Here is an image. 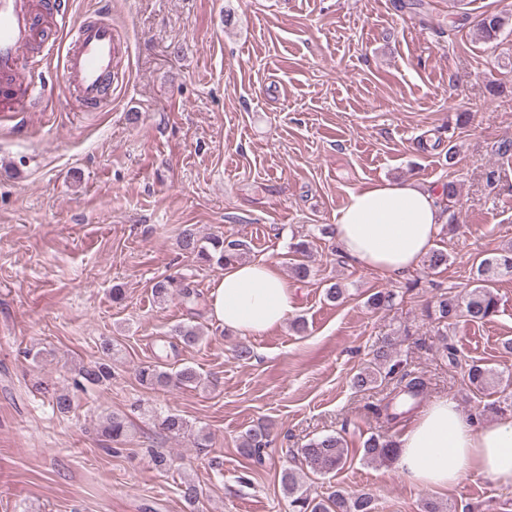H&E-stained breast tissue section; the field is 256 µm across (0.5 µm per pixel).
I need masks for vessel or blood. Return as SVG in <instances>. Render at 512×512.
<instances>
[{"instance_id": "vessel-or-blood-1", "label": "vessel or blood", "mask_w": 512, "mask_h": 512, "mask_svg": "<svg viewBox=\"0 0 512 512\" xmlns=\"http://www.w3.org/2000/svg\"><path fill=\"white\" fill-rule=\"evenodd\" d=\"M55 22L59 30L74 34L61 52L60 83L65 98L92 105L99 102L112 80L122 53L111 23L85 18L74 20L70 0H0V98L13 99L21 69H37L39 61L27 59L34 34L42 20ZM42 92L28 81L22 106L9 114L16 131H24L32 104Z\"/></svg>"}]
</instances>
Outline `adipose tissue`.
I'll return each mask as SVG.
<instances>
[{
  "label": "adipose tissue",
  "instance_id": "ef3b65f1",
  "mask_svg": "<svg viewBox=\"0 0 512 512\" xmlns=\"http://www.w3.org/2000/svg\"><path fill=\"white\" fill-rule=\"evenodd\" d=\"M436 198V190L414 181L352 191L336 216L335 239L356 266L396 278L434 248L443 221ZM292 300L276 264L260 259L226 266L210 293V309L226 329L258 335L287 319ZM397 445L399 469L416 485L448 489L480 475L512 487L510 418L470 419L455 401L441 399L420 411Z\"/></svg>",
  "mask_w": 512,
  "mask_h": 512
}]
</instances>
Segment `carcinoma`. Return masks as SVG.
<instances>
[{
  "instance_id": "1",
  "label": "carcinoma",
  "mask_w": 512,
  "mask_h": 512,
  "mask_svg": "<svg viewBox=\"0 0 512 512\" xmlns=\"http://www.w3.org/2000/svg\"><path fill=\"white\" fill-rule=\"evenodd\" d=\"M508 24V17L501 13L481 15L477 22L481 38L487 42L498 39ZM181 250L194 254L205 263H213L221 267L231 265L241 257V244L226 242L214 237L209 245L201 244L194 229L185 228L179 240ZM424 267L436 271L448 266V253L442 249L431 250L422 260ZM512 274V246L479 258L475 263L473 288L463 295L443 293L436 300L428 316L437 323L449 328L460 319L469 322L483 323L498 312L499 299L494 290L497 277ZM183 297L193 295L189 285L174 277H164L152 285V293L159 301L166 300L174 291ZM177 339L186 347L199 343L202 333L194 325L183 324L175 329ZM102 357L88 365L80 366L73 378V387L84 391L89 387H100L112 381V357L114 345L106 339L101 345ZM392 344L385 340L376 349L371 361L352 378V385L359 391L373 387L382 375L397 373L400 362L392 361ZM467 376L469 382L477 390L485 389L492 380L494 373L488 367L476 362L469 365ZM139 384L151 389H167L169 387L192 388L201 384L200 374L191 366H184L176 371H167L156 364L143 365L136 370ZM35 390L49 401L55 413L65 416L74 406V396L42 379L34 383ZM427 384L419 376L408 378L401 376L399 390L386 402L372 406L373 414L388 422L397 421L407 414L406 408H415L424 398ZM159 428L167 436L181 438L188 432V424L182 416L167 414L157 417ZM102 433L113 443H123L131 434L133 423L128 416L110 413L100 423ZM270 433L264 426L248 429L242 435L240 453L258 466L265 463V450L271 446ZM398 448L396 441L385 434H373L367 438L361 448L362 460L369 463H392L396 459ZM306 466L313 472L328 475L342 468L347 460L349 449L346 440L338 435L329 434L310 441L301 449ZM283 490L288 495L291 512H375V499L368 493H350L344 489H335L325 496H311L302 490L297 473L284 469L281 474ZM202 490L194 481L187 479L180 485L181 497L190 505L199 501Z\"/></svg>"
}]
</instances>
